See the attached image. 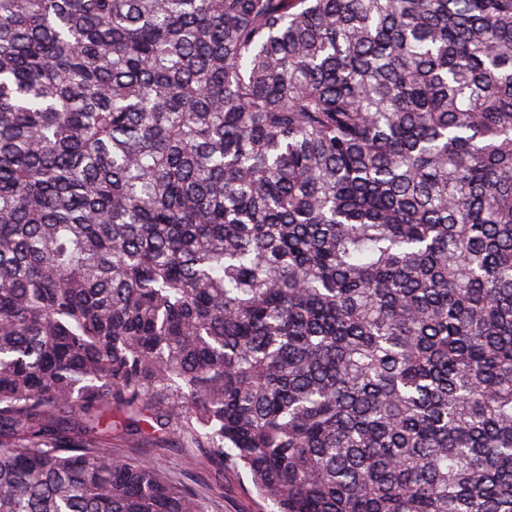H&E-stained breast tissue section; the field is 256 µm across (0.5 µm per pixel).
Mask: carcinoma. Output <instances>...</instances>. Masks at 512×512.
Segmentation results:
<instances>
[{
    "instance_id": "carcinoma-1",
    "label": "carcinoma",
    "mask_w": 512,
    "mask_h": 512,
    "mask_svg": "<svg viewBox=\"0 0 512 512\" xmlns=\"http://www.w3.org/2000/svg\"><path fill=\"white\" fill-rule=\"evenodd\" d=\"M512 512V0H0V512ZM188 447L179 438L157 443L129 437L119 427L112 431V453L154 464L172 483L193 491L206 512H267L244 470L225 467L223 481L215 484L204 457L197 448Z\"/></svg>"
}]
</instances>
